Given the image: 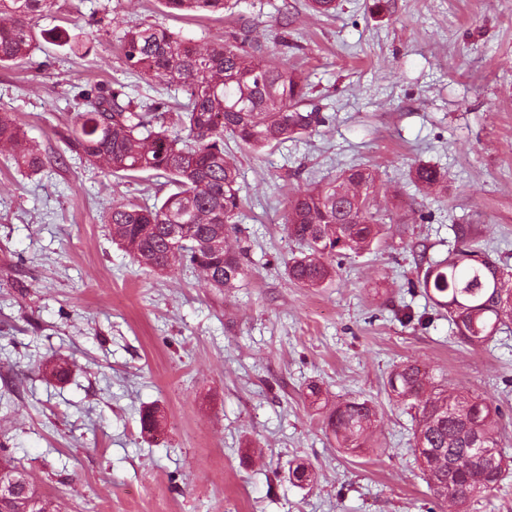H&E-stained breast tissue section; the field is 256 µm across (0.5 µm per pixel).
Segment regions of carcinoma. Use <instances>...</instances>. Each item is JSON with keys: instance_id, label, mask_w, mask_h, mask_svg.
Here are the masks:
<instances>
[{"instance_id": "1", "label": "carcinoma", "mask_w": 512, "mask_h": 512, "mask_svg": "<svg viewBox=\"0 0 512 512\" xmlns=\"http://www.w3.org/2000/svg\"><path fill=\"white\" fill-rule=\"evenodd\" d=\"M172 13L216 14L228 0H161ZM55 7V0H0V67L17 64L39 48L36 19ZM125 64L177 86L186 102L179 106V131L168 127L157 103L149 111L122 85L80 88L85 111L75 115L66 137L68 149L105 167L113 176L139 180L143 175L166 179L175 191L151 205L113 202L104 223L112 240L153 268H204L203 287L235 288L244 277L247 252L229 244L241 225L240 169L224 147L228 136L247 149L274 148L316 130L325 122L317 110L302 109L308 97L306 79L272 58L226 45L192 43L167 28L129 26L121 40ZM0 147L14 151L16 164L35 174L43 168L41 151L25 142L20 123L0 114ZM425 192L442 190L444 174L421 163L411 173ZM375 173L350 165L333 181L307 187L288 201L284 229L301 246L286 262V274L302 288L326 287L336 276L332 258L369 250L382 238L391 216L374 195ZM471 224L455 225L460 246L441 259L419 267L418 284L433 307L448 313L462 343L485 344L512 323V273L472 246ZM224 240V251L203 242ZM391 395L414 410L412 448H439L448 467L426 474L429 489L451 497L464 508L499 486L509 473L504 454L488 467L474 455L479 438L497 448L498 411L493 403L466 391L437 388L417 363H401L387 378ZM371 401L352 398L328 416L338 447H368L377 427ZM0 512H45V503L18 497Z\"/></svg>"}]
</instances>
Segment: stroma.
Masks as SVG:
<instances>
[{
  "mask_svg": "<svg viewBox=\"0 0 512 512\" xmlns=\"http://www.w3.org/2000/svg\"><path fill=\"white\" fill-rule=\"evenodd\" d=\"M223 17L170 15L160 0H58L39 28H65L85 53L43 44L0 68V111L45 157L35 175L0 150V447L57 512H456L429 490L411 448L413 421L386 391L393 366L416 361L437 385L499 406L512 456V332L460 344L415 288L416 253L456 248L454 227L512 267V0H231ZM168 28L198 44L283 57L306 77L317 131L261 153L236 151L251 264L239 287H201L185 267L158 273L113 242L117 201L151 202L163 179L126 181L63 140L85 84L116 82L147 102L176 86L128 70L127 26ZM428 163L437 198L408 178ZM351 164L377 173L394 219L381 243L341 258L335 281L291 283L299 246L288 200ZM66 361L67 379L47 365ZM319 384L325 408L312 406ZM372 401L373 445L337 448L328 406ZM157 408L158 432L141 412ZM315 479L297 486L289 466Z\"/></svg>",
  "mask_w": 512,
  "mask_h": 512,
  "instance_id": "1",
  "label": "stroma"
}]
</instances>
